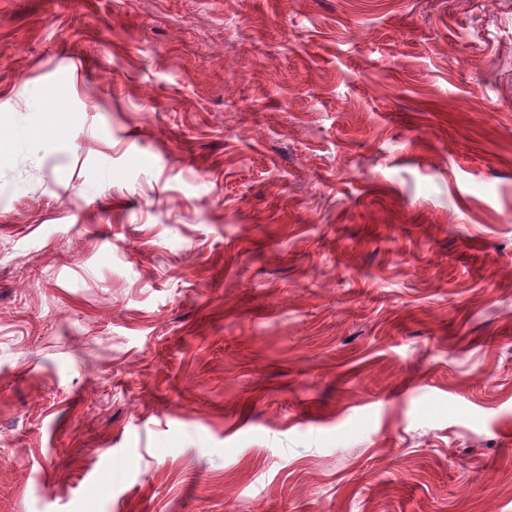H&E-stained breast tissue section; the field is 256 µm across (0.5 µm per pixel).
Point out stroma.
Returning a JSON list of instances; mask_svg holds the SVG:
<instances>
[{
  "instance_id": "obj_1",
  "label": "stroma",
  "mask_w": 512,
  "mask_h": 512,
  "mask_svg": "<svg viewBox=\"0 0 512 512\" xmlns=\"http://www.w3.org/2000/svg\"><path fill=\"white\" fill-rule=\"evenodd\" d=\"M0 512H512V0H0Z\"/></svg>"
}]
</instances>
